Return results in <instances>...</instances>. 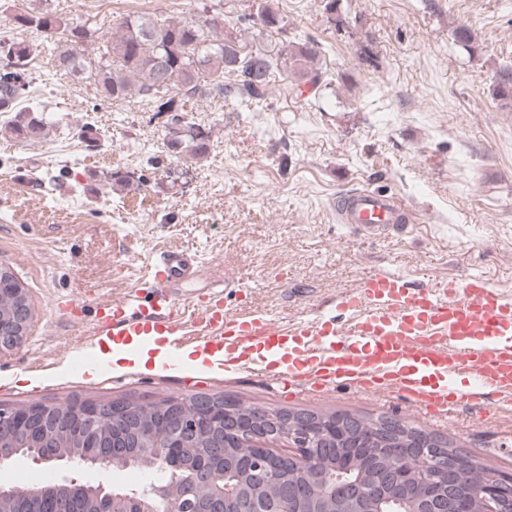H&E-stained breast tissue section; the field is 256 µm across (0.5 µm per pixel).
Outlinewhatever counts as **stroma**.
Returning a JSON list of instances; mask_svg holds the SVG:
<instances>
[{"mask_svg":"<svg viewBox=\"0 0 512 512\" xmlns=\"http://www.w3.org/2000/svg\"><path fill=\"white\" fill-rule=\"evenodd\" d=\"M65 2L72 16L108 21L199 19L203 5L219 3L225 29L250 44L317 43L327 84L300 97L279 72L261 111L230 98L195 104L194 119L212 129L198 161L169 151L166 115L133 97L103 99L93 80L49 75L41 37L14 21L29 0H0V38L32 45L33 103L49 126L29 142L0 131V262L34 310L23 344L0 354V405L200 393L263 409L392 416L512 474V411L471 408L448 422L395 394L291 392L240 369L117 375L104 365L93 380L67 366L97 301L136 285L163 251L197 256L196 276L172 290L181 302L220 288L225 313L251 306L283 321L333 312L338 293L378 270L416 285L476 275L512 292V107L492 95L498 72L512 68V0H343L336 15L322 0H268L285 24L269 36L249 16L254 0ZM460 25L476 34L475 51L454 42ZM88 125L98 140L84 139ZM116 171L147 181L122 189ZM366 186L406 201L422 223L381 236L337 223V197ZM75 297L82 306H71Z\"/></svg>","mask_w":512,"mask_h":512,"instance_id":"35a3bbf8","label":"stroma"}]
</instances>
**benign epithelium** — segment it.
<instances>
[{
  "instance_id": "7a95c632",
  "label": "benign epithelium",
  "mask_w": 512,
  "mask_h": 512,
  "mask_svg": "<svg viewBox=\"0 0 512 512\" xmlns=\"http://www.w3.org/2000/svg\"><path fill=\"white\" fill-rule=\"evenodd\" d=\"M9 294L13 306L0 312V352L21 346L33 318L27 290L19 287L1 288L0 295ZM130 411L119 401L73 400L65 407L56 404H32L20 408H0V463L26 458L20 450L3 451V447L19 439L42 437L48 430H68L83 451L79 456L63 455L56 448H43L29 457L34 463L67 461L72 470L60 480L66 490L63 496L45 495L35 487L0 489V497L23 498L29 502V512H83L85 499L92 498L98 512H335L336 500L347 504V512H383L384 498L361 499L349 472L339 471L325 479L317 490L294 485L279 496L266 494L263 489L244 477L256 473L264 477L272 472L287 473L288 466L311 463V423L303 418H291L288 428V449L279 448L276 419L260 418L256 413L239 421L228 414V408L203 404L200 414L191 418L180 414L173 405L166 418L159 421L137 419L130 430L132 439L113 434L100 423L104 413L119 418ZM238 431L250 438L248 463L251 469L234 480L236 470L224 468V433ZM199 435L209 436V452L191 458L187 450ZM163 438L157 448L164 466L189 476L187 487L172 495L156 486L126 489L95 482L87 474L116 467L132 461L127 448H151L155 437ZM422 454L438 462L443 490L435 493L424 505L417 503L408 512H467V502L455 492L463 455H446L445 448L434 442L422 449ZM484 512H506L512 505V475L500 473L484 481L478 488Z\"/></svg>"
}]
</instances>
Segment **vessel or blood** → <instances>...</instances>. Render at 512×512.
Masks as SVG:
<instances>
[{"instance_id": "vessel-or-blood-1", "label": "vessel or blood", "mask_w": 512, "mask_h": 512, "mask_svg": "<svg viewBox=\"0 0 512 512\" xmlns=\"http://www.w3.org/2000/svg\"><path fill=\"white\" fill-rule=\"evenodd\" d=\"M336 211L342 223L373 235L415 221L402 200L368 187L341 195ZM196 271L195 256L161 253L148 275L150 295L137 286L99 302V316L84 335L94 340L165 333L169 367L191 345L217 355L221 366L293 388L350 384L400 394L441 416L470 403L512 408V294L482 278L436 277L415 286L379 270L337 298L339 316L282 323L246 309L226 316L219 291L206 303L180 304L169 284Z\"/></svg>"}]
</instances>
